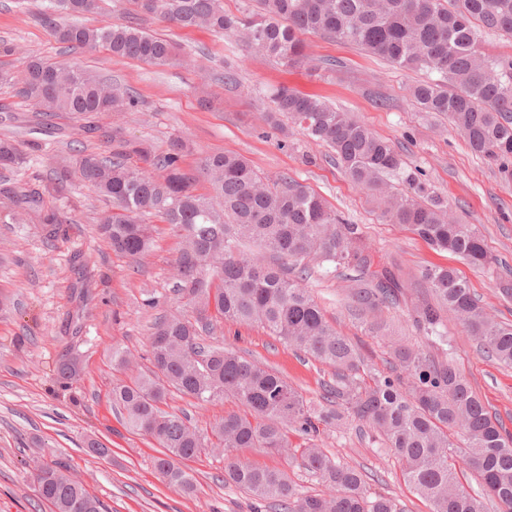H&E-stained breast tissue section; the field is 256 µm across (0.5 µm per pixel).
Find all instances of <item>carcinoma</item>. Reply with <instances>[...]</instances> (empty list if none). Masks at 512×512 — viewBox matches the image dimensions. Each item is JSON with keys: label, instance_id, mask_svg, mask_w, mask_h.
Segmentation results:
<instances>
[{"label": "carcinoma", "instance_id": "cac0c4a2", "mask_svg": "<svg viewBox=\"0 0 512 512\" xmlns=\"http://www.w3.org/2000/svg\"><path fill=\"white\" fill-rule=\"evenodd\" d=\"M102 0H49L40 19L67 48L102 47L117 58L164 67L179 60L175 45L135 25L106 20L95 26L65 24L68 16L98 13ZM232 13L224 0H121L129 15L180 28L232 36L257 54L295 67L310 61L303 36L317 34L379 55L401 70L439 78L410 88L423 112L448 118L470 149L512 181V57L480 51L484 32L512 37V0H249ZM0 81L17 87L45 118L67 112L87 119L100 112H128L136 100L96 74L69 65L28 59ZM262 112L269 129L288 136L283 118L334 153L337 165L377 203L389 224L408 227L428 246L458 255L473 266L489 257L470 225L448 216L438 194L419 177L403 192L384 176L402 169L396 147L361 120L326 101L286 86L271 91ZM111 153L83 154L73 166L57 165V185L77 177L112 203L99 219L112 251L140 262L153 245L156 217L182 238L172 262L176 300L192 315L168 314L151 327L145 367L128 383L112 387V401L127 427L154 438L163 452L154 460L162 481L187 495L195 478L182 461L224 453V482L257 504L278 512H405L391 496L366 494L367 472L335 460L318 444L296 446L288 427L319 435L320 427L367 426L400 464L402 477L431 512H512V433L485 407L453 361L436 363L415 344L396 343V370L364 363L358 349L325 317L305 284L309 264L357 267L366 274L351 291L352 311L382 329L376 313L405 296L404 285L375 262L362 229L349 224L305 184L284 174L273 180L245 157L213 153L197 170L182 167L191 145L173 140L156 155L143 141L112 131ZM26 157L11 140H0V166L19 168ZM15 209L36 212L43 192L27 183L4 192ZM420 279L434 302L414 310L418 335L448 345L445 319L454 315L493 359L512 365V324L489 316L468 282L455 270L425 267ZM216 302L221 319L257 324L269 335L333 370L324 383L327 404H314L273 369L240 351L204 343L213 330L207 314ZM172 394L199 402L233 398L243 412H229L204 434L187 417L163 409ZM264 448L299 461L325 492L296 493L285 472L256 466L235 455ZM474 473L483 493L471 491L463 469ZM46 483L41 499L51 512H100V503L60 465L34 469Z\"/></svg>", "mask_w": 512, "mask_h": 512}]
</instances>
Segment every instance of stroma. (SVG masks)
I'll return each mask as SVG.
<instances>
[{
    "label": "stroma",
    "mask_w": 512,
    "mask_h": 512,
    "mask_svg": "<svg viewBox=\"0 0 512 512\" xmlns=\"http://www.w3.org/2000/svg\"><path fill=\"white\" fill-rule=\"evenodd\" d=\"M47 3L25 0L19 9L15 0H0V68L17 69L25 57L76 65L129 89L138 107L93 116L89 132L64 112L43 121L13 85L0 83V139L20 143L31 156L21 170L0 169V187L25 180L45 190L44 210L56 215L59 227L56 236H48L44 224L14 215L12 207L0 203V512H50L32 472L54 463L67 467L102 512H255L243 493L225 484L219 455L190 462L193 494L169 488L153 467L161 453L158 445L130 431L112 404L113 386L136 374L135 368L113 365V348L129 351L137 366L145 365L151 325L178 310L171 260L180 246L170 225L154 222L150 252L132 265L99 233L97 220L110 203L77 181L56 187L54 160L107 150L106 136L113 127H121L126 138L148 141L159 155L171 139L188 140L193 146L183 160L188 171L212 153L240 154L263 175L285 173L304 183L349 223L360 225L377 260L409 291V303L383 309L385 332L371 329L348 308L349 290L360 272L327 265L311 275L308 287L326 318L370 365L383 368L390 362L389 338L417 340L413 304L429 297L418 279L428 266L456 269L493 318L512 323V298L499 292L512 282V184L472 153L446 118L414 105L409 88L421 73L317 35L307 41L319 67H288L251 54L235 39L147 18L141 28L178 44L183 55L178 64L154 67L114 58L102 49L67 50L38 21ZM282 85L354 113L390 139L403 159L402 172L390 176V184L402 191L404 174L421 175L447 202L449 213L482 236L490 264L471 267L431 249L406 228L384 223L326 146L299 133L284 140L263 130L257 116L270 107L272 89ZM205 92L218 99L209 110L199 103ZM446 330L452 345L447 354L512 432V368L483 355L456 318H448ZM214 337L271 367L312 402L319 401L322 383L331 375L327 367L257 327L219 321ZM70 353L76 354L81 371L64 383L55 366ZM168 405L202 431L240 408L230 398L200 403L177 395ZM91 441L108 448V455L90 454ZM317 441L338 461L371 472L370 492L395 498L405 512H429L428 504L405 485L398 462L369 430L324 429ZM241 456L286 472L299 492L323 489L293 459L259 448L244 449Z\"/></svg>",
    "instance_id": "stroma-1"
}]
</instances>
